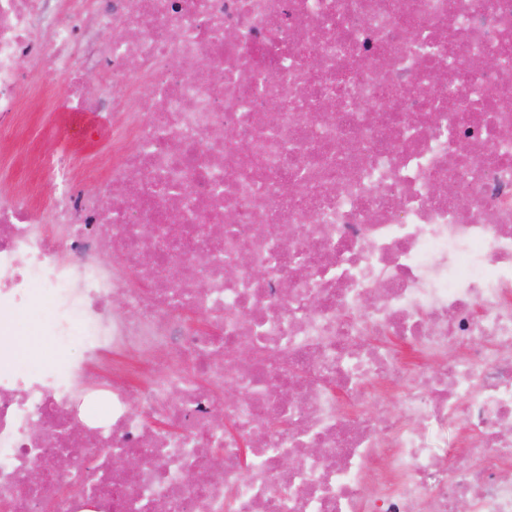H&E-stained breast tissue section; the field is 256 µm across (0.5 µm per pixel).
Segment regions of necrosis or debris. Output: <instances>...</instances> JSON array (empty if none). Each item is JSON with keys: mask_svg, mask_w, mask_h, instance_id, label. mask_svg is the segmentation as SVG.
I'll list each match as a JSON object with an SVG mask.
<instances>
[{"mask_svg": "<svg viewBox=\"0 0 512 512\" xmlns=\"http://www.w3.org/2000/svg\"><path fill=\"white\" fill-rule=\"evenodd\" d=\"M61 84L112 165L0 191V326L83 337L0 348V512H512V0H0V141ZM16 329L27 336H35L37 339V348L44 350H53L65 360L76 358L80 353V337L72 336L63 348H59L53 336H47L42 330V327L36 321L27 317H21L16 323Z\"/></svg>", "mask_w": 512, "mask_h": 512, "instance_id": "obj_1", "label": "necrosis or debris"}]
</instances>
